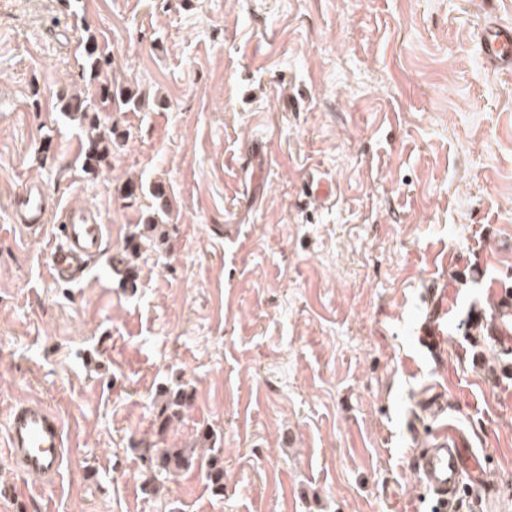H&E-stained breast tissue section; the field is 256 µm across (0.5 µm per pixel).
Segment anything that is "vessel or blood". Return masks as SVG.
<instances>
[{
	"label": "vessel or blood",
	"mask_w": 512,
	"mask_h": 512,
	"mask_svg": "<svg viewBox=\"0 0 512 512\" xmlns=\"http://www.w3.org/2000/svg\"><path fill=\"white\" fill-rule=\"evenodd\" d=\"M478 44L481 62L490 72L512 67V25L485 21ZM51 209L42 184L34 181L14 199L15 221L31 230L46 223ZM59 222L61 241L50 255V265L56 280L69 282L78 277L88 259L97 255L103 227L86 209L75 207L62 210ZM429 302L430 318L423 328L427 335L436 336L440 333L439 319L448 315L444 290L431 289ZM430 409L439 417V425L424 447L410 458V469L424 499L450 504L466 483L492 492L490 459L465 447L460 430L446 420L447 407L434 403ZM7 446L17 472L47 485L60 476L67 450L65 430L60 417L43 402L27 400L14 407L7 424Z\"/></svg>",
	"instance_id": "obj_1"
}]
</instances>
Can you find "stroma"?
<instances>
[{"label": "stroma", "mask_w": 512, "mask_h": 512, "mask_svg": "<svg viewBox=\"0 0 512 512\" xmlns=\"http://www.w3.org/2000/svg\"><path fill=\"white\" fill-rule=\"evenodd\" d=\"M491 15L512 24V0H0V512H421L408 461L436 392L495 461L474 508L512 512V354L488 338L512 285V68L479 60ZM102 85L140 111L63 112ZM92 131L112 141L94 168ZM310 177L329 194L306 205ZM29 181L105 228L75 281L50 273L56 218L14 222ZM153 215L168 236L126 277ZM29 398L68 434L52 486L7 457ZM153 442L193 465L149 471ZM446 291L442 288H431L429 292V302H430V311L429 317L423 323V328L426 332L427 336H440V324L434 323L433 320L435 317L437 319H445L448 318V297L446 298Z\"/></svg>", "instance_id": "obj_1"}]
</instances>
